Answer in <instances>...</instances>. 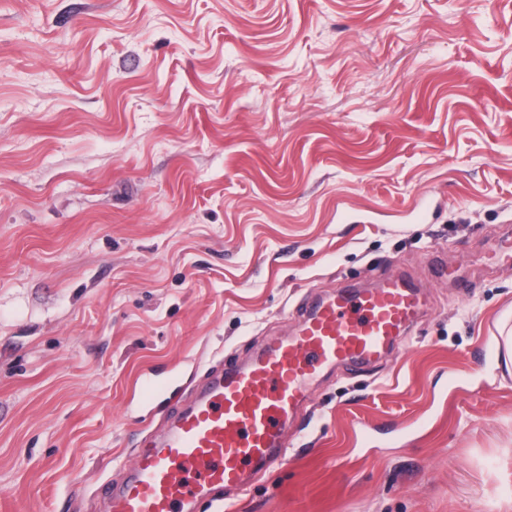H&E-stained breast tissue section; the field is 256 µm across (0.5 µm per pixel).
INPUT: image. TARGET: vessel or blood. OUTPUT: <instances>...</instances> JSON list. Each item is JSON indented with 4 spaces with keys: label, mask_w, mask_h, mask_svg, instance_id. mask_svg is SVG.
Wrapping results in <instances>:
<instances>
[{
    "label": "vessel or blood",
    "mask_w": 512,
    "mask_h": 512,
    "mask_svg": "<svg viewBox=\"0 0 512 512\" xmlns=\"http://www.w3.org/2000/svg\"><path fill=\"white\" fill-rule=\"evenodd\" d=\"M422 309L402 273L321 300L292 336L221 369L163 436L139 449L129 476L106 496V512H191L212 490L244 486L247 469L284 463V426L313 382L336 366L380 359Z\"/></svg>",
    "instance_id": "b4317fda"
}]
</instances>
